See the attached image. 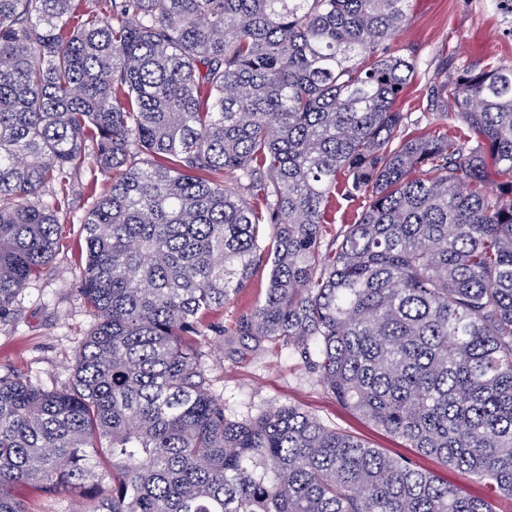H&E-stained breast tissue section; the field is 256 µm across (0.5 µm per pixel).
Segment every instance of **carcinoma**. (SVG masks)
<instances>
[{
	"label": "carcinoma",
	"mask_w": 512,
	"mask_h": 512,
	"mask_svg": "<svg viewBox=\"0 0 512 512\" xmlns=\"http://www.w3.org/2000/svg\"><path fill=\"white\" fill-rule=\"evenodd\" d=\"M0 0V323L52 260L87 158L72 383L0 376L13 489L79 512H496L512 499V62L432 88L390 53L406 0ZM482 146L468 150L466 139ZM496 189L486 186L489 168ZM365 205L329 233L336 190ZM270 267L235 335L281 342L336 399L483 484L473 497L288 405L236 422L207 317Z\"/></svg>",
	"instance_id": "cac0c4a2"
}]
</instances>
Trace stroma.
Returning a JSON list of instances; mask_svg holds the SVG:
<instances>
[{"instance_id": "obj_1", "label": "stroma", "mask_w": 512, "mask_h": 512, "mask_svg": "<svg viewBox=\"0 0 512 512\" xmlns=\"http://www.w3.org/2000/svg\"><path fill=\"white\" fill-rule=\"evenodd\" d=\"M502 30L501 18L488 0H408L405 24L389 43L392 52L416 62L415 73L397 101V109L404 112L408 123L439 124L430 88L435 80L448 79L457 66L491 59L512 61V38L503 36ZM92 178L101 187L109 182L108 174L85 163L71 189L59 251L19 294L15 321L0 324V376L22 375L46 386L65 385L72 379L73 350L93 324L78 293L84 247L80 221L90 205L82 185ZM268 281V266H258L247 288L214 317L224 325L225 335L208 337L203 344L211 387L223 394L229 419L246 420L282 405H294L324 425L358 436L384 453L411 459L470 495H483V487L464 473L418 454L401 439L350 411L287 345L257 348L232 336L238 317L263 302Z\"/></svg>"}]
</instances>
